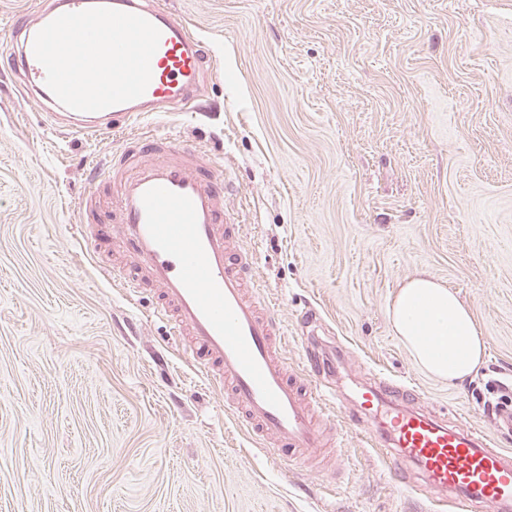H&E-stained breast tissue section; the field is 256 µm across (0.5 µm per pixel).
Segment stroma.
Returning <instances> with one entry per match:
<instances>
[{"mask_svg": "<svg viewBox=\"0 0 512 512\" xmlns=\"http://www.w3.org/2000/svg\"><path fill=\"white\" fill-rule=\"evenodd\" d=\"M210 45L195 122L63 135L0 75V512H430L366 448L357 389L417 386L414 409L491 431L512 405V0H165ZM153 133L224 160L225 199L288 329L347 401L337 467L281 463L227 415L155 289L83 222L89 164ZM426 274L455 290L486 345L451 385L424 372L388 310Z\"/></svg>", "mask_w": 512, "mask_h": 512, "instance_id": "obj_1", "label": "stroma"}]
</instances>
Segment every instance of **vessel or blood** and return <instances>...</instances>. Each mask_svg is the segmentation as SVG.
<instances>
[{"label": "vessel or blood", "instance_id": "1", "mask_svg": "<svg viewBox=\"0 0 512 512\" xmlns=\"http://www.w3.org/2000/svg\"><path fill=\"white\" fill-rule=\"evenodd\" d=\"M95 7L139 15L159 29L151 80L141 97L97 112L61 108L53 115L59 128L97 137L156 112L201 111L199 86L211 56L164 0H58L22 15L12 25L7 55L24 96L56 101L34 56L38 31L61 14ZM104 184L114 187L112 218L136 270L123 279L130 297L148 286L159 289L157 314L173 335L188 337L197 370L224 393L230 414L259 440L272 441V455L287 462L324 448L322 424L335 422L340 395L313 355H306L296 380L277 356L288 334L271 305L247 294L260 283L253 253L239 244V226L223 204L238 187L222 164L174 138L149 135L90 168L87 198ZM413 393L390 379L358 390L360 408L375 418L365 430L371 447L390 466L417 467L415 490L431 512H512V454L490 447L482 431L462 432L396 407L398 397Z\"/></svg>", "mask_w": 512, "mask_h": 512}]
</instances>
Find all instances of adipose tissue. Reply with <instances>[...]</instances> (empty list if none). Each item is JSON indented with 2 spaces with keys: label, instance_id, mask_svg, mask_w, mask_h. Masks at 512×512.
I'll list each match as a JSON object with an SVG mask.
<instances>
[{
  "label": "adipose tissue",
  "instance_id": "obj_1",
  "mask_svg": "<svg viewBox=\"0 0 512 512\" xmlns=\"http://www.w3.org/2000/svg\"><path fill=\"white\" fill-rule=\"evenodd\" d=\"M393 331L417 365L448 382L479 368L486 346L468 308L443 283L409 279L389 308Z\"/></svg>",
  "mask_w": 512,
  "mask_h": 512
}]
</instances>
